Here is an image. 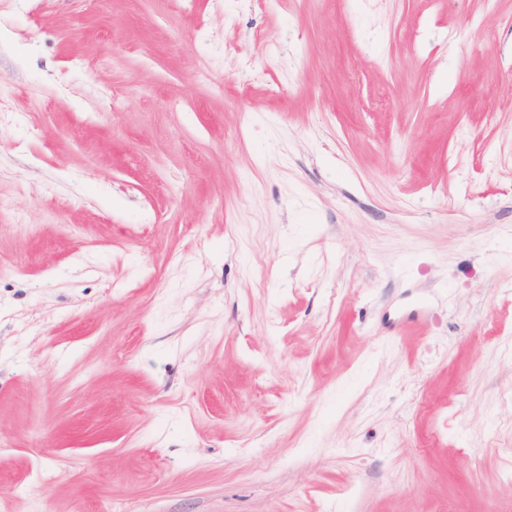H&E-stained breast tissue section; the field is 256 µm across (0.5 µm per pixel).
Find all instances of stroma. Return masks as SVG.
<instances>
[{"mask_svg": "<svg viewBox=\"0 0 512 512\" xmlns=\"http://www.w3.org/2000/svg\"><path fill=\"white\" fill-rule=\"evenodd\" d=\"M0 95V512H512V0H9Z\"/></svg>", "mask_w": 512, "mask_h": 512, "instance_id": "35a3bbf8", "label": "stroma"}]
</instances>
